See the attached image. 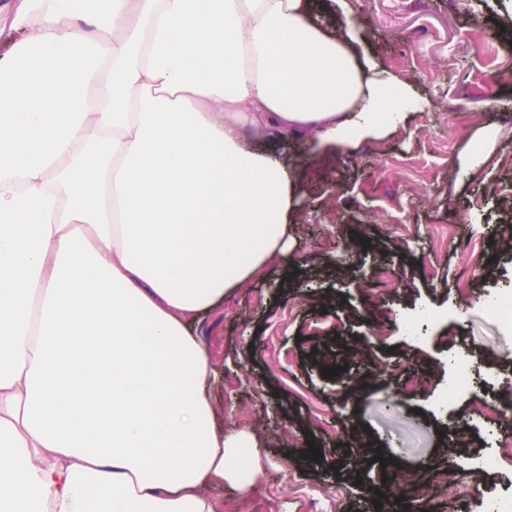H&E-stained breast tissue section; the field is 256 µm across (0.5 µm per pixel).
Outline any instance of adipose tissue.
Segmentation results:
<instances>
[{"instance_id": "obj_1", "label": "adipose tissue", "mask_w": 512, "mask_h": 512, "mask_svg": "<svg viewBox=\"0 0 512 512\" xmlns=\"http://www.w3.org/2000/svg\"><path fill=\"white\" fill-rule=\"evenodd\" d=\"M17 0L0 57V512H219L225 434L195 320L285 259L292 167L250 133L350 145L411 86L348 0Z\"/></svg>"}]
</instances>
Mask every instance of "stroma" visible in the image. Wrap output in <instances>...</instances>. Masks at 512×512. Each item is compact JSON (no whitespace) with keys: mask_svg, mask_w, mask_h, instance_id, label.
<instances>
[{"mask_svg":"<svg viewBox=\"0 0 512 512\" xmlns=\"http://www.w3.org/2000/svg\"><path fill=\"white\" fill-rule=\"evenodd\" d=\"M350 3L372 55L424 108L313 157L254 136L294 164L302 204L287 261L202 319L224 430L261 439L251 484L213 493L223 512H409L418 499L479 512L475 492L512 494V457L480 464L508 430L494 406L512 402V329L486 310L512 293V0ZM479 136L488 157L458 171ZM421 307L435 319L414 339L405 318ZM463 348L473 386L451 399Z\"/></svg>","mask_w":512,"mask_h":512,"instance_id":"1","label":"stroma"}]
</instances>
